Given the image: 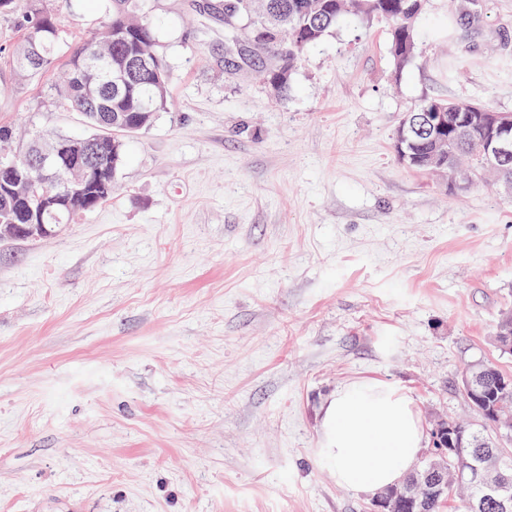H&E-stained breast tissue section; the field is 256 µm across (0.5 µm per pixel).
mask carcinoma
Segmentation results:
<instances>
[{
    "instance_id": "cac0c4a2",
    "label": "carcinoma",
    "mask_w": 512,
    "mask_h": 512,
    "mask_svg": "<svg viewBox=\"0 0 512 512\" xmlns=\"http://www.w3.org/2000/svg\"><path fill=\"white\" fill-rule=\"evenodd\" d=\"M149 0H107L111 19L97 36L83 39L58 24L54 11L43 0H0V13L14 16L24 42L13 52V65L21 77H36L55 60L58 49L70 50L65 79L47 87L46 97L79 112L90 133L56 135L28 149L36 152L52 146V177L47 192L36 198L23 193L37 171L23 160L0 159V224H70L82 213L91 212L112 199V180L123 164L127 138L148 129L161 112L169 110L170 68L157 50L161 22L144 12ZM427 0H224V45L248 42L251 51L224 65L235 73L257 70L264 76L268 94L277 99L287 95L292 74L302 64L306 51L322 42L336 24L354 19L362 24L385 23L396 71L411 64L417 53L416 33L424 19ZM486 112L478 103H456L445 98H424L411 105L407 114L416 117L423 129L403 158L418 171H442L449 177L468 181L487 175L477 148L481 130L459 128L452 134L448 157L441 165L429 164L434 153V135L424 131L426 112ZM95 143L97 156L84 192H68V178L88 143ZM498 349L512 354V310H506L494 330ZM500 417L512 419V385L498 391ZM448 425L467 436L464 448L437 451L424 463L422 472L437 471L448 478V487L435 494L416 484L420 499L417 512H440L446 500L459 499L458 512H499L496 502L486 497L479 484L461 486L457 471L477 466L488 476L503 475L512 482V440L483 436L472 424L449 421Z\"/></svg>"
}]
</instances>
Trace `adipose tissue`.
<instances>
[{"mask_svg": "<svg viewBox=\"0 0 512 512\" xmlns=\"http://www.w3.org/2000/svg\"><path fill=\"white\" fill-rule=\"evenodd\" d=\"M422 440L412 401L383 383L364 381L339 390L327 403L318 454L338 484L374 493L409 472Z\"/></svg>", "mask_w": 512, "mask_h": 512, "instance_id": "obj_1", "label": "adipose tissue"}]
</instances>
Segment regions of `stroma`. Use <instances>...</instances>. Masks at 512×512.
Returning a JSON list of instances; mask_svg holds the SVG:
<instances>
[{
    "instance_id": "35a3bbf8",
    "label": "stroma",
    "mask_w": 512,
    "mask_h": 512,
    "mask_svg": "<svg viewBox=\"0 0 512 512\" xmlns=\"http://www.w3.org/2000/svg\"><path fill=\"white\" fill-rule=\"evenodd\" d=\"M153 0L172 108L110 201L0 235V512H371L319 459L327 402L376 380L424 432L472 421L462 379L512 309V196L407 168L415 101L512 112V0H429L396 73L384 24H339L275 101L224 72V21ZM0 15V124L79 134L19 77Z\"/></svg>"
}]
</instances>
